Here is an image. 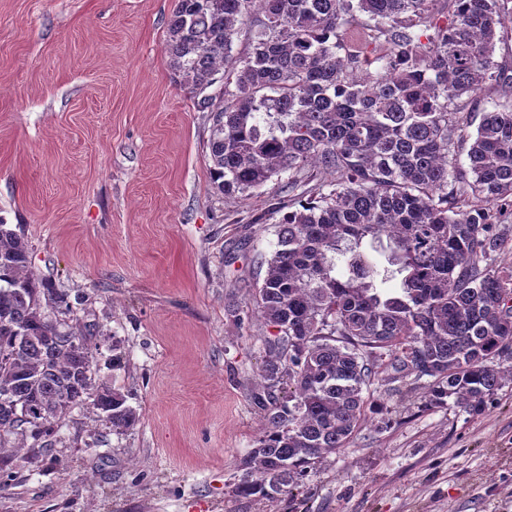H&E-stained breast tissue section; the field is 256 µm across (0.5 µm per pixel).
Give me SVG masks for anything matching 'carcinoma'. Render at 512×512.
Listing matches in <instances>:
<instances>
[{
	"mask_svg": "<svg viewBox=\"0 0 512 512\" xmlns=\"http://www.w3.org/2000/svg\"><path fill=\"white\" fill-rule=\"evenodd\" d=\"M434 2L176 0L169 16L173 79L212 116L218 193L284 173L293 187L311 168L330 176L257 261L254 299L275 334L252 393L266 424L240 461L238 497L297 496L355 432L387 355L405 376L431 378L432 408L480 412L512 381L501 367L512 359V102L471 134L459 124L487 82L512 89L493 60L512 0H447L445 12ZM219 81L221 94L206 93ZM464 195L480 204L459 206ZM384 236L392 269L380 271L363 242ZM395 273L399 288L379 287ZM99 335L34 271L23 229L0 221V451H49L88 401L115 430L139 422L95 380Z\"/></svg>",
	"mask_w": 512,
	"mask_h": 512,
	"instance_id": "carcinoma-1",
	"label": "carcinoma"
}]
</instances>
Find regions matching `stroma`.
<instances>
[{
	"label": "stroma",
	"instance_id": "1",
	"mask_svg": "<svg viewBox=\"0 0 512 512\" xmlns=\"http://www.w3.org/2000/svg\"><path fill=\"white\" fill-rule=\"evenodd\" d=\"M173 7L0 0V222L84 297L97 377L140 418L115 431L87 406L49 456L12 451L0 512H512V383L478 413L429 410L427 379L390 367L297 500L233 495L265 423L257 259L327 177L215 192L210 115L165 53Z\"/></svg>",
	"mask_w": 512,
	"mask_h": 512
}]
</instances>
